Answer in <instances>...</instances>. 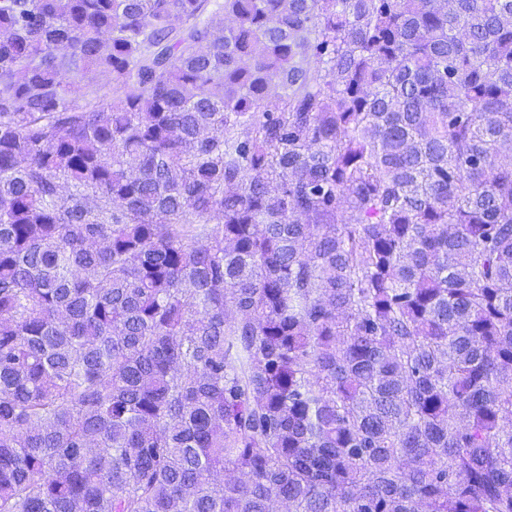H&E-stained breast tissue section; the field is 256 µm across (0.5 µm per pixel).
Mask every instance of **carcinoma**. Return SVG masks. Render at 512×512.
Instances as JSON below:
<instances>
[{"mask_svg":"<svg viewBox=\"0 0 512 512\" xmlns=\"http://www.w3.org/2000/svg\"><path fill=\"white\" fill-rule=\"evenodd\" d=\"M207 6L0 0V512H512V0Z\"/></svg>","mask_w":512,"mask_h":512,"instance_id":"cac0c4a2","label":"carcinoma"}]
</instances>
